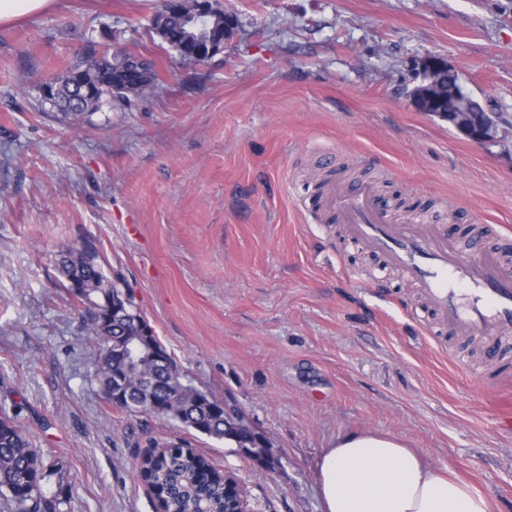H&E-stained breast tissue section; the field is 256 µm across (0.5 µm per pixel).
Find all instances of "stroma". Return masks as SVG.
<instances>
[{
  "mask_svg": "<svg viewBox=\"0 0 512 512\" xmlns=\"http://www.w3.org/2000/svg\"><path fill=\"white\" fill-rule=\"evenodd\" d=\"M221 3L236 32L188 69L153 29L162 0H55L0 23V409L67 472L69 512H155L138 464L183 430L101 397L56 270L89 242L186 382L270 442L268 470L191 440L259 512H322L324 448L364 431L512 512V432L490 406L512 397V351L442 330L316 198L364 180L398 216L463 231L478 214L512 236V0ZM92 44L150 54L160 85L73 132L40 85ZM428 53L496 114L493 142L412 105Z\"/></svg>",
  "mask_w": 512,
  "mask_h": 512,
  "instance_id": "obj_1",
  "label": "stroma"
}]
</instances>
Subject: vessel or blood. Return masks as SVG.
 Masks as SVG:
<instances>
[{
  "mask_svg": "<svg viewBox=\"0 0 512 512\" xmlns=\"http://www.w3.org/2000/svg\"><path fill=\"white\" fill-rule=\"evenodd\" d=\"M323 205L355 241L408 276L449 332H475L495 345L512 339V271L499 252L470 259L479 237L445 238L421 219L396 223L366 183L329 190Z\"/></svg>",
  "mask_w": 512,
  "mask_h": 512,
  "instance_id": "vessel-or-blood-1",
  "label": "vessel or blood"
}]
</instances>
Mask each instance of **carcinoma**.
Returning <instances> with one entry per match:
<instances>
[{"label":"carcinoma","mask_w":512,"mask_h":512,"mask_svg":"<svg viewBox=\"0 0 512 512\" xmlns=\"http://www.w3.org/2000/svg\"><path fill=\"white\" fill-rule=\"evenodd\" d=\"M222 19L206 20L199 26L187 15H171L166 25L180 31L183 37L201 43L208 29ZM129 50L96 48L81 59L69 64L61 74L48 76L43 84L54 87L55 94L43 101L60 111L63 120L80 130L90 121L93 111L102 101L128 105L131 98L112 89V61ZM96 84V97L81 111H71L72 85L81 77ZM58 270L69 288L68 281L79 279L86 284L81 294L74 297L83 306L82 321L87 342L84 360L93 371L99 392L112 402L113 383L123 372L120 347L126 341L142 335L147 327L133 300H128V315L105 325L101 321L103 300L112 295V280L98 262V255L88 245L74 248L61 255ZM128 397L119 410L130 414H153L181 424L187 431L217 441L239 442L240 432L224 427V404L184 382V375L173 358L165 365H154L149 353L140 356V364L133 376L125 381ZM152 447L161 449L158 460L144 462L145 477L153 471L163 472L166 507L171 512H197L205 504L209 512H224V487L214 478L213 462L204 454L190 449L183 440L155 441ZM72 484L62 468L47 462L43 454L32 448L15 418L0 414V512H67Z\"/></svg>","instance_id":"cac0c4a2"}]
</instances>
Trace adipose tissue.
I'll use <instances>...</instances> for the list:
<instances>
[{
    "mask_svg": "<svg viewBox=\"0 0 512 512\" xmlns=\"http://www.w3.org/2000/svg\"><path fill=\"white\" fill-rule=\"evenodd\" d=\"M323 512H490L467 483L437 473L398 437H338L317 465Z\"/></svg>",
    "mask_w": 512,
    "mask_h": 512,
    "instance_id": "ef3b65f1",
    "label": "adipose tissue"
}]
</instances>
